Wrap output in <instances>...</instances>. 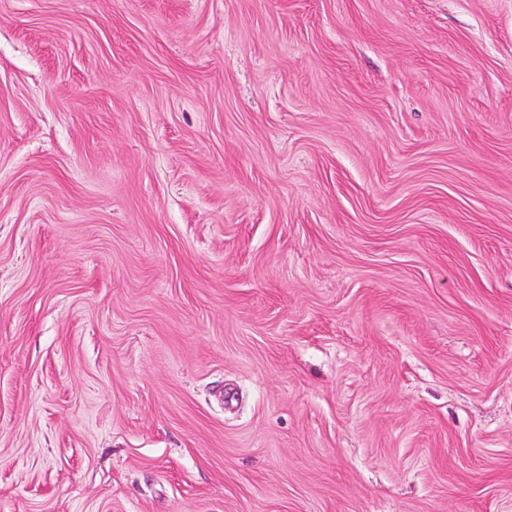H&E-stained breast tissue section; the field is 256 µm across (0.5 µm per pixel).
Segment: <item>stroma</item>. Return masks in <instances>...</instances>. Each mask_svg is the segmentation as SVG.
I'll return each mask as SVG.
<instances>
[{
  "label": "stroma",
  "mask_w": 512,
  "mask_h": 512,
  "mask_svg": "<svg viewBox=\"0 0 512 512\" xmlns=\"http://www.w3.org/2000/svg\"><path fill=\"white\" fill-rule=\"evenodd\" d=\"M0 512H512V0H0Z\"/></svg>",
  "instance_id": "stroma-1"
}]
</instances>
